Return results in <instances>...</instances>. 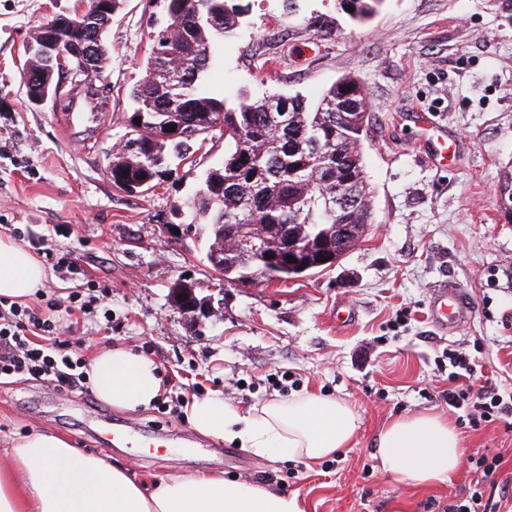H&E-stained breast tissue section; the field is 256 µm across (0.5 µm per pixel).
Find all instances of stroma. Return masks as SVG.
Masks as SVG:
<instances>
[{"instance_id":"35a3bbf8","label":"stroma","mask_w":512,"mask_h":512,"mask_svg":"<svg viewBox=\"0 0 512 512\" xmlns=\"http://www.w3.org/2000/svg\"><path fill=\"white\" fill-rule=\"evenodd\" d=\"M245 2L244 26L217 45L212 86L232 100L272 91L313 100L340 78L356 79L369 104L362 149L373 211L364 240L330 269L249 287L213 271L205 236L185 229L175 209L221 164L223 136L144 193L119 191L108 174L164 0H124L107 35L108 110L73 125L59 101L19 103L15 60L49 13L75 0H0V237L42 260L57 297L93 299L91 316L60 317L73 352L87 360L109 344L127 348L156 363L164 387L159 404L126 410L89 388L61 392L25 375L0 384V466L20 437L50 430L148 489L218 473L297 497L303 512H446L475 491L511 497L512 429L502 424L460 432L465 455L500 456L495 473L466 463L445 486L396 481L376 449L396 416L455 420L442 396L449 346L479 351L484 377L512 388V223L498 210L512 166V0H385L363 24L338 0H296L290 13L282 0ZM415 109L463 136L461 152L432 163L422 130L405 118ZM66 250L75 264L56 268L45 257ZM185 275L220 308L199 327L171 298ZM444 281L473 301L471 318L450 333L429 317L431 290ZM303 392L344 399L360 419L350 446L312 467L200 434L183 408L169 406L177 395H220L239 407ZM102 420L139 447L107 443L96 432Z\"/></svg>"}]
</instances>
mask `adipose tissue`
Returning a JSON list of instances; mask_svg holds the SVG:
<instances>
[{"label": "adipose tissue", "instance_id": "1", "mask_svg": "<svg viewBox=\"0 0 512 512\" xmlns=\"http://www.w3.org/2000/svg\"><path fill=\"white\" fill-rule=\"evenodd\" d=\"M45 280L31 253L0 239V297L27 300ZM89 368L93 392L117 408L148 406L163 391L156 364L119 347L96 352ZM185 413L202 434L234 441L259 457L302 459L310 466L347 447L358 428L348 402L316 394L245 409L214 396L187 403ZM377 455L398 481L444 485L460 471L462 439L440 416H398L381 431ZM10 458V466L0 468V512H302L297 498L219 474L176 476L147 490L107 456L85 452L48 430L21 438Z\"/></svg>", "mask_w": 512, "mask_h": 512}]
</instances>
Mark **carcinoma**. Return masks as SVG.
Instances as JSON below:
<instances>
[{"instance_id":"carcinoma-1","label":"carcinoma","mask_w":512,"mask_h":512,"mask_svg":"<svg viewBox=\"0 0 512 512\" xmlns=\"http://www.w3.org/2000/svg\"><path fill=\"white\" fill-rule=\"evenodd\" d=\"M166 19L153 28L143 76L129 91L133 113L125 120L121 154L112 160V184L127 189L167 176L172 155L182 158L215 131L224 135V161L209 170L199 193L186 204L193 219L204 220L209 244L217 241V224L275 225L267 251L276 253L285 238L299 245L298 260L317 270L322 244L349 230L348 249L362 241L371 220L369 184L361 150L368 125L367 100L353 79L326 89L318 102L300 93H278L268 105L241 96L230 103L207 81L214 56L201 47L215 28L234 34L248 6L238 0H165ZM383 0H350L353 21L371 16ZM93 28L56 25L49 33L67 50L90 40ZM180 129L163 139L165 127ZM128 177H123V174ZM348 183L358 201L339 212H327L323 200L336 181ZM220 272L229 279L244 275L251 282L288 277V262H245L234 249L224 254Z\"/></svg>"}]
</instances>
